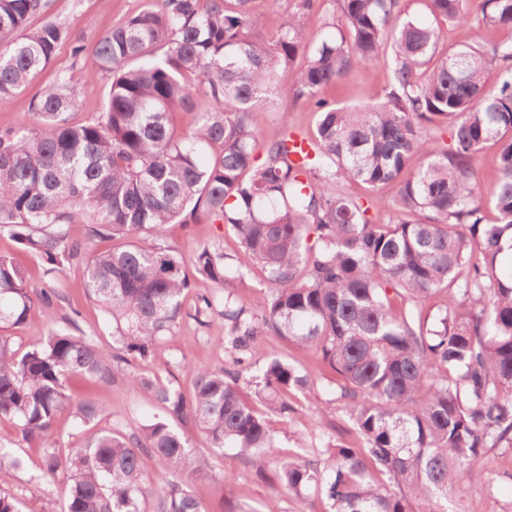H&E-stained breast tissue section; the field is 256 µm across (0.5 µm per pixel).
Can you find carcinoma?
I'll use <instances>...</instances> for the list:
<instances>
[{
	"label": "carcinoma",
	"instance_id": "1",
	"mask_svg": "<svg viewBox=\"0 0 512 512\" xmlns=\"http://www.w3.org/2000/svg\"><path fill=\"white\" fill-rule=\"evenodd\" d=\"M278 0H146L86 53L87 76L107 75L105 106L73 125L77 102L60 76L29 102L39 126L0 132V234L6 233L61 280L84 265L89 298L117 324V352L68 319L41 346L18 354L9 330L59 287L31 286L27 271L0 255V419L32 446L68 413L83 425L104 415L91 398L73 401L70 376L149 391L165 416L127 436L90 428L65 463L63 512H206L177 475L208 459L190 450L172 421H190L210 447L229 446L266 478L274 447L265 420L238 377L192 365L186 395L126 356L148 362L152 346L183 319L191 278L230 286L221 243L201 245L194 272L160 243L171 224L230 225L267 272L261 316L227 296L202 294L194 319L224 318L235 350L258 348L266 332L311 348L336 373V400L360 445L333 449L327 462L281 459L274 490L303 502L314 491L332 512H447L487 448L512 447V0H429L435 21L468 24L473 39L448 53L441 31L400 0H336L334 33L311 37L299 0L268 40L253 35L259 9ZM45 0H0V94H14L55 56L68 32L53 20L27 30ZM508 38L492 44L482 31ZM390 63L392 83L372 104L339 107L325 89L353 68ZM499 69L496 84L488 74ZM318 115L297 145L288 106ZM281 110L279 137L259 144L254 109ZM178 108L193 111L177 131ZM450 129L441 147L432 126ZM496 148V177L476 180L479 152ZM210 150L202 160L201 151ZM392 183L391 200L362 201L355 189ZM496 212L487 218L486 208ZM391 212L388 222L370 208ZM115 241L86 253L69 226ZM448 304L426 326L420 309L442 291ZM266 401L281 414L286 396L312 377L277 357L261 368ZM151 460L165 464L153 472Z\"/></svg>",
	"mask_w": 512,
	"mask_h": 512
}]
</instances>
